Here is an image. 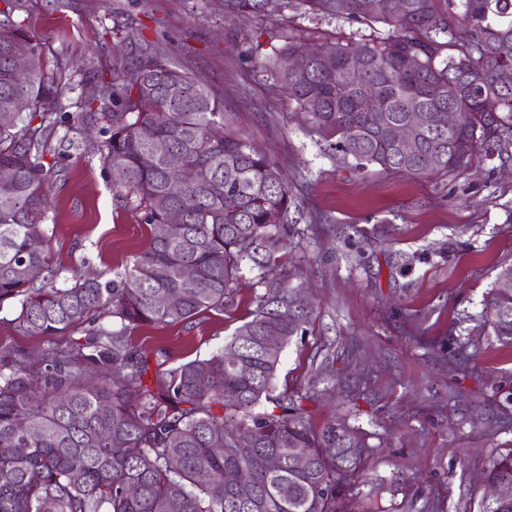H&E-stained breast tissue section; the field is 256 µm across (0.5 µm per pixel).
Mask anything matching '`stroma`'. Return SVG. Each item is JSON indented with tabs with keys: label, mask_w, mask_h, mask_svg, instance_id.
I'll list each match as a JSON object with an SVG mask.
<instances>
[{
	"label": "stroma",
	"mask_w": 512,
	"mask_h": 512,
	"mask_svg": "<svg viewBox=\"0 0 512 512\" xmlns=\"http://www.w3.org/2000/svg\"><path fill=\"white\" fill-rule=\"evenodd\" d=\"M132 19L224 104L225 129L287 179L302 208L282 251L289 286L312 314L284 348L276 381L314 430L344 425L371 449L355 487L363 512H478L484 470L512 449V348L484 326L499 273L512 267V141L482 151L465 172L417 178L354 170L295 103L272 95L255 65L281 32L382 41L388 29L318 21L299 0H268L243 24L222 0H22L18 14L50 74L80 109L85 73L111 76L128 43L112 17ZM80 149L50 179L56 222L48 251L60 283L124 271L151 229L113 198L112 178L81 127ZM263 289L245 273L233 308L188 323L134 330L148 357L205 358L255 308Z\"/></svg>",
	"instance_id": "1"
}]
</instances>
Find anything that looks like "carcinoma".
Returning <instances> with one entry per match:
<instances>
[{"label":"carcinoma","instance_id":"cac0c4a2","mask_svg":"<svg viewBox=\"0 0 512 512\" xmlns=\"http://www.w3.org/2000/svg\"><path fill=\"white\" fill-rule=\"evenodd\" d=\"M305 12L390 28L384 41L286 37L257 63L272 92L294 101L332 140L329 147L358 170L421 177L468 168L481 148L512 136V87L499 74L503 42L512 43V0H460L472 28L471 46L448 52V0H301ZM0 110L14 96L28 102L14 123H0V309L19 306L15 327L47 337L36 357L0 345V512H358L352 489L369 448L336 423L313 431L300 404L275 393L281 352L268 353L270 332L288 342L306 322L303 309L283 322L277 313L299 303L284 285L279 252L288 214L297 207L288 184L267 157L230 133L210 138L224 107L207 84L155 44L139 47L132 65L112 64V79L82 80V111H62L64 87L49 76L39 43L16 12L20 0H0ZM264 0H224V13L251 21ZM309 51L303 75L294 55ZM17 55L30 76L9 72ZM360 62L350 72V59ZM374 91L378 113L359 99ZM495 97L497 111H486ZM462 113L448 132V104ZM426 116L418 151L403 154L380 127ZM97 130L96 150L112 171L113 197L152 227L181 216L182 235L152 236L148 248L110 280L74 277L57 284L47 255L54 206L48 173L70 123ZM170 143L152 155L143 131ZM195 166L200 178L175 183L172 168ZM185 266L197 278L181 276ZM273 288L256 296L251 319L211 356L149 373V360L128 333L143 326L187 323L235 304L244 271ZM512 294L494 291L485 323L512 348ZM108 319L109 324L99 323ZM80 332L82 336L72 337ZM304 448L310 464L289 461ZM286 460L278 470L268 455ZM229 471L241 474L224 482ZM209 479L200 480L201 473ZM512 482V450L496 457L485 480Z\"/></svg>","mask_w":512,"mask_h":512}]
</instances>
